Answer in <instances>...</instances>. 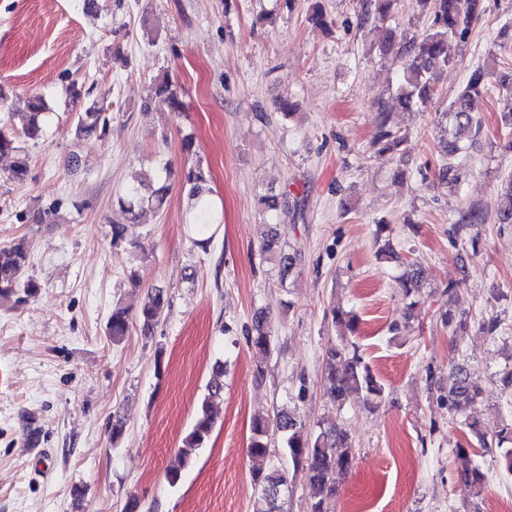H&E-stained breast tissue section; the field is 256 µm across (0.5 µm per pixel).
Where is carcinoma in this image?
<instances>
[{
	"mask_svg": "<svg viewBox=\"0 0 512 512\" xmlns=\"http://www.w3.org/2000/svg\"><path fill=\"white\" fill-rule=\"evenodd\" d=\"M423 10L433 18L431 28L421 41L410 51L399 57V90L397 100L401 107L409 109L430 102L439 93L441 74L454 62L450 54V43L465 41L470 27L483 12V0H417ZM393 0H364L368 14L379 21H385L391 12ZM488 89L486 69H474L466 86L451 102L448 111L442 113L446 126L441 128L443 148L447 162L442 165L441 181L452 184L457 181L458 166L455 159L466 149L462 144L465 134L472 130L474 118L470 112V100L479 97ZM93 87H85L74 80L65 86L66 97L80 105L76 115L75 134L79 140L103 139L108 133L112 120L110 105L106 97L93 95ZM147 106L166 108L173 112L182 109L177 86L169 74L164 73L153 81ZM23 123L17 133L0 131V155H12L11 179L23 185L26 183L30 166L27 145L43 140L48 128V107L40 97L28 99L21 113ZM379 132L376 143L380 151L392 150L402 143L388 127V115L379 113ZM170 170H153L145 174L138 184L129 188L117 198V204L126 215V222L112 225V245L125 244L132 249L141 248L142 233L139 229L149 219L160 215L167 204L170 190ZM184 187L190 200V225L196 235L194 244L207 249L212 240L211 227L221 223V217L213 206L209 194L205 171L198 165L184 174ZM258 204L270 219L288 209V194L265 193L258 197ZM63 203L52 201L27 211L21 220L31 224L56 223L60 219ZM496 218L500 224H512V175L503 182L502 201ZM487 215L480 209L471 208L463 212L458 222L452 225V233L459 232L467 224H483ZM30 265V251L23 238L0 246V302L27 301L36 297L40 284L26 276ZM405 297H410L421 288V279L416 262L406 263L405 274L401 277ZM168 305L167 293L162 288H152L138 312V320L146 333L154 329L162 319ZM129 309L117 304L113 307L107 322L106 333L115 344L121 343L130 328ZM333 324L338 331V342L329 345L326 351L328 372L325 377L326 393L336 406L341 407L350 399H361L368 406L375 407L385 399V387L362 362L357 348L351 347L348 336L357 330L356 319L340 310L333 311ZM250 343L259 354L270 350V327L265 317L255 319L251 330ZM224 367L219 364L213 369L208 393L202 400L191 430L183 447L177 452V466L168 472L169 481L174 483L182 468L190 464L196 451L203 447L215 427L214 401L224 389ZM441 396L448 405V413L458 414L477 404L482 395L480 379L467 366L452 364L448 368V385ZM464 425L474 442L457 444L454 453L468 457L480 448L484 453L495 456L502 468L512 474V420H501L489 425L478 418H465ZM279 436L283 451L295 466L307 470L310 512H330V504L336 495V473L348 472L354 462L348 434L332 419L323 420L318 430L307 427L295 410L286 406L274 413L273 419L256 418L252 422V437L248 456L252 461L251 475L259 486L252 512H281L280 498L285 491V472L276 467L268 469L263 463L270 455L271 439ZM463 478L476 493H481L487 481L482 466L475 464L464 470Z\"/></svg>",
	"mask_w": 512,
	"mask_h": 512,
	"instance_id": "cac0c4a2",
	"label": "carcinoma"
}]
</instances>
